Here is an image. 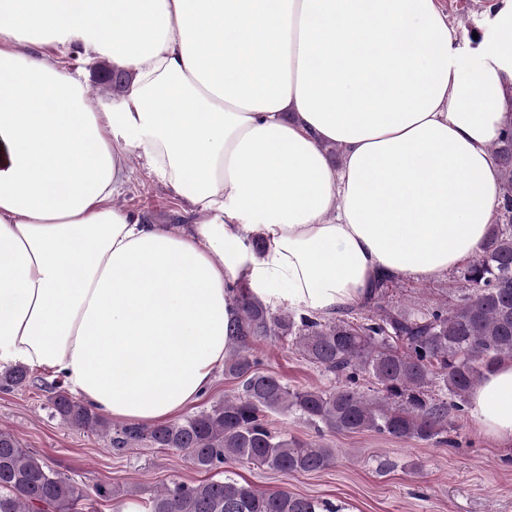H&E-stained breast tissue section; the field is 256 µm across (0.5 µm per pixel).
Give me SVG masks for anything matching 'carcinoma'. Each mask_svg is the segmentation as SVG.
<instances>
[{
	"instance_id": "obj_1",
	"label": "carcinoma",
	"mask_w": 512,
	"mask_h": 512,
	"mask_svg": "<svg viewBox=\"0 0 512 512\" xmlns=\"http://www.w3.org/2000/svg\"><path fill=\"white\" fill-rule=\"evenodd\" d=\"M501 166L503 206L490 242L461 271L451 305L386 301L392 279L376 281L356 308L329 317L274 312L240 281L224 375L238 387L224 400L153 427L114 425L68 392L50 388L54 415L67 426L102 432L110 447L173 448L196 468L230 461L286 473H317L335 456L317 441L272 431L270 413L293 415L319 432H374L448 444L451 413L462 412L486 370L512 361V126L492 144ZM292 341L308 363L336 379L331 389L290 388L260 369L255 343ZM30 382L22 366L0 374V388ZM83 489L0 428V512H77ZM146 512H325L329 504L286 490L262 491L230 475L173 481L153 492Z\"/></svg>"
}]
</instances>
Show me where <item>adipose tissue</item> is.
Listing matches in <instances>:
<instances>
[{
	"instance_id": "ef3b65f1",
	"label": "adipose tissue",
	"mask_w": 512,
	"mask_h": 512,
	"mask_svg": "<svg viewBox=\"0 0 512 512\" xmlns=\"http://www.w3.org/2000/svg\"><path fill=\"white\" fill-rule=\"evenodd\" d=\"M460 41L438 0H0V368L152 425L223 366L237 280L332 316L473 259L503 205L512 0L472 64ZM56 45L131 72L125 97L94 111ZM133 151L193 224L112 208ZM468 410L512 443V362Z\"/></svg>"
}]
</instances>
